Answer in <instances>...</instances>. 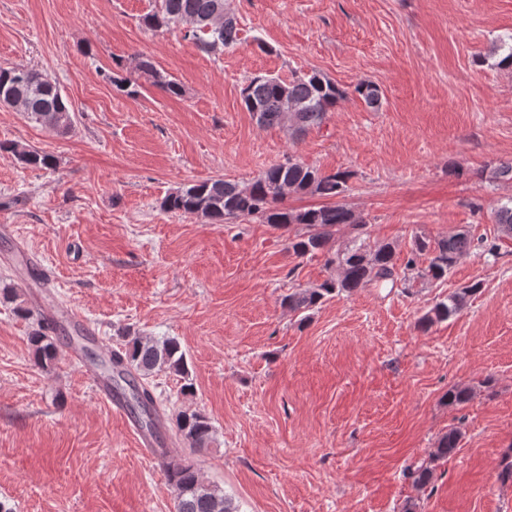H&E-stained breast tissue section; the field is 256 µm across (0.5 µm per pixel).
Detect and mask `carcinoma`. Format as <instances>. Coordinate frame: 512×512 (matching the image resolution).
<instances>
[{
    "label": "carcinoma",
    "instance_id": "cac0c4a2",
    "mask_svg": "<svg viewBox=\"0 0 512 512\" xmlns=\"http://www.w3.org/2000/svg\"><path fill=\"white\" fill-rule=\"evenodd\" d=\"M152 30L181 28L185 37L207 54L215 53L239 41L237 20L224 10V0H156L151 13L143 18ZM136 69L140 76L171 95H180L179 83L165 79L153 60L141 55ZM360 98L371 109L382 106L383 93L371 82H361L352 91L339 87L313 70L289 82L277 76L257 75L241 91L245 109L256 116L261 126H285L297 139L312 128H319L329 112L349 94ZM0 103L17 107L30 122L64 135L72 127V116L66 97L47 76L27 67L0 68ZM0 152L11 154L20 164L34 168H52L53 156L31 150L15 141L0 142ZM350 174L346 171L326 173L300 159L262 171L250 184L209 178L178 188L165 197L162 207L170 212L203 218L214 224L228 221L257 220L275 228L301 227V233L289 240L288 249L298 257L322 253L326 264L336 267V277L316 288L295 290L282 303L294 313L315 308L325 296L334 292H353L362 288L396 286L400 272L417 271L416 277L427 282L448 276L458 260L472 247L467 231H456L437 239L417 236L404 267H399L395 246L372 243L363 218L346 205L334 202L347 188ZM290 194H310L329 200L319 207L303 210L283 206ZM495 223L500 231L512 237V198L494 209ZM348 228L354 233L349 244L336 246V234ZM426 257L427 266L417 270V258ZM481 282L448 295L421 318L425 329L456 315L468 300L480 292ZM35 359L48 365L56 353L53 338L44 330L30 337ZM121 370L110 365L106 369L128 381L127 402L141 422L150 426L153 414L160 407L148 379L158 372H170L185 380L183 392H192L186 353L174 337L140 338L129 348L114 353ZM214 429L208 416L199 411H182L175 419V443L195 453L207 447ZM462 431L452 428L438 441L434 460H444L458 448ZM170 458L167 478L175 495L176 512H237L232 497L202 479L195 465L182 458L175 459L176 448H160Z\"/></svg>",
    "mask_w": 512,
    "mask_h": 512
}]
</instances>
